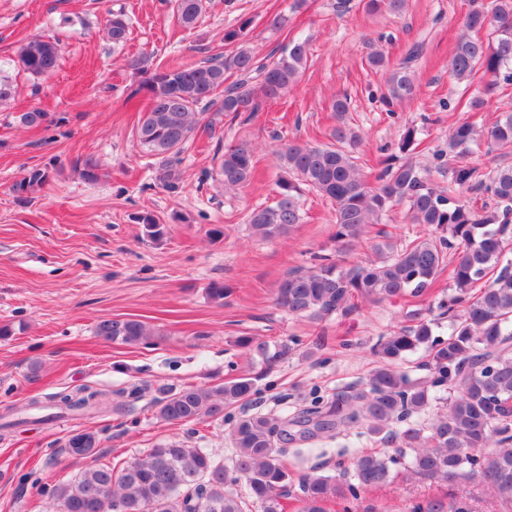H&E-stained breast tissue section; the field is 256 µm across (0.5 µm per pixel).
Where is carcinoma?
Returning a JSON list of instances; mask_svg holds the SVG:
<instances>
[{
    "mask_svg": "<svg viewBox=\"0 0 512 512\" xmlns=\"http://www.w3.org/2000/svg\"><path fill=\"white\" fill-rule=\"evenodd\" d=\"M406 0H365L371 13H399ZM203 0H175L181 26L195 28ZM250 26L244 20L224 30V45L239 47L203 61L156 69L130 66L144 74L140 90L147 110L134 128L138 146L158 160L156 181L169 193L182 190L181 155L198 133L212 134L224 117L256 112L262 102L279 98L297 86L309 59L308 41L292 38L280 56L259 62L241 45ZM466 33L457 40L448 65L459 83L469 85L478 74L512 85V0H491L490 8L474 6L466 15ZM130 20L122 10L112 11L106 32L115 46L126 42ZM423 44L415 43L404 59L389 67L384 53H368L367 63L389 70L382 103L393 107L417 95L415 63ZM61 58L58 41L42 35L26 39L17 54L19 66L31 75L54 71ZM237 76L228 82L227 74ZM224 98L217 111V90ZM19 123L37 128L49 116L33 108L18 116ZM327 145L288 143L275 150L283 175L277 179L279 200L273 206L252 210L247 224L254 236L271 240L288 234L302 221L299 196L306 188L329 199L334 206L336 256L353 249L395 206H403L410 224H424L440 236L414 239L398 246L385 237L372 247L373 258L344 266L328 256L309 269L288 273L277 289V304L289 314L322 320L355 308L354 300L370 302L423 298L430 295L445 261L455 251L451 293L436 301L440 315L448 316V338L433 334V322L410 315L413 322L380 337L372 347L381 366L367 381L347 394L300 409L293 424L313 425L319 431L363 428L383 441L398 443L392 453L358 457L338 476L308 473L302 478L299 512H327L336 500L359 501L369 491L384 487L397 477L401 465L410 477L446 485L463 480L496 498L498 512H512V264L504 262L512 245V167L485 175L483 190L493 201L481 211L455 196L459 188L475 180L476 170L460 163L453 167L448 189L436 186L415 163L396 155L368 181L356 157L348 150L359 134L347 125L334 133ZM488 150L512 149V107L498 114L495 123L479 132L463 123L448 140V149L465 156L473 144ZM215 172L204 174L226 191L251 182L255 154L247 141L217 148ZM46 168H33L13 185L27 196L49 183ZM97 334L106 340L137 345L152 335L148 324L131 319L103 320ZM251 348L271 366L292 350L284 342L269 345L245 337ZM423 349L429 353L430 376L412 381L396 369L408 355ZM448 391L443 409L425 418L432 389ZM256 393V378L243 375L221 385L201 389L186 387L155 403L156 416L170 423H190L224 417V409ZM97 393H58L57 405L70 412L94 408ZM285 421L269 414L242 415L229 432L232 464L216 461L205 448L174 441L150 449L120 467L91 464L71 482L35 488L36 495L50 496L58 512H247L257 505L262 512H284L282 499L291 480L284 456L288 453ZM92 433H77L68 448L87 455L95 447ZM408 512H474L467 498L457 493L426 497L410 503Z\"/></svg>",
    "mask_w": 512,
    "mask_h": 512,
    "instance_id": "obj_1",
    "label": "carcinoma"
}]
</instances>
